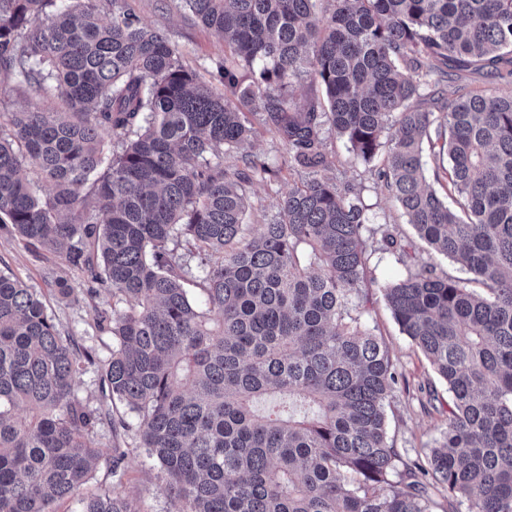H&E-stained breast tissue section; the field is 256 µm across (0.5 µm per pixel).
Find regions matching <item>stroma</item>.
<instances>
[{
  "label": "stroma",
  "instance_id": "obj_1",
  "mask_svg": "<svg viewBox=\"0 0 512 512\" xmlns=\"http://www.w3.org/2000/svg\"><path fill=\"white\" fill-rule=\"evenodd\" d=\"M126 6L144 21L164 30L181 52L184 64L206 82L217 84L215 63L224 56V43L212 30L185 13L178 0H126ZM249 119L255 130L251 148L253 157L277 171L275 177L255 181L250 189L251 221L259 224L265 215L273 212L277 200L297 183L298 177L289 172L284 162L286 149L265 128L261 114H250ZM326 150L334 162L332 172L337 179L362 187L363 198L371 207L374 223L393 224L403 235L413 236L414 231L401 210L388 197L380 182L353 160L343 141L328 139ZM367 249L370 253L369 276L375 282L371 290L373 312L369 323L375 326L377 334L389 347L401 375L400 389L388 409L389 436L403 458L422 460L441 440L448 415V389L422 352L401 334L380 291L381 284L404 275V266L395 256L383 251L379 236L368 238ZM0 270L13 272L43 294L61 334L72 336L76 349L92 348L94 360L83 363V372L76 380V391L79 398L89 405H97L101 393L95 361L108 355L112 338L98 331L94 311L111 306L109 288L3 230H0ZM431 387L436 388L440 399L435 410L426 406L427 390ZM121 447L126 453L122 479L114 480L108 465L100 464L86 485L87 491L101 493L116 485L129 498L135 512H172L166 477L140 448L138 437L129 435Z\"/></svg>",
  "mask_w": 512,
  "mask_h": 512
}]
</instances>
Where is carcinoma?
<instances>
[{
	"label": "carcinoma",
	"instance_id": "cac0c4a2",
	"mask_svg": "<svg viewBox=\"0 0 512 512\" xmlns=\"http://www.w3.org/2000/svg\"><path fill=\"white\" fill-rule=\"evenodd\" d=\"M58 2L0 0V77L34 97L0 112V225L109 285L108 404L77 396L71 337L0 271V512H134L115 487L79 497L98 425L130 430L119 404L173 512H432L440 490L448 512H512V0H179L224 41L222 92L125 0L107 22ZM304 76L323 98L293 97ZM243 106L300 177L257 225L250 186L275 171ZM329 136L467 277L371 227L361 189L324 175ZM370 233L406 266L386 305L451 396L424 462L388 442L399 374L367 325Z\"/></svg>",
	"mask_w": 512,
	"mask_h": 512
}]
</instances>
